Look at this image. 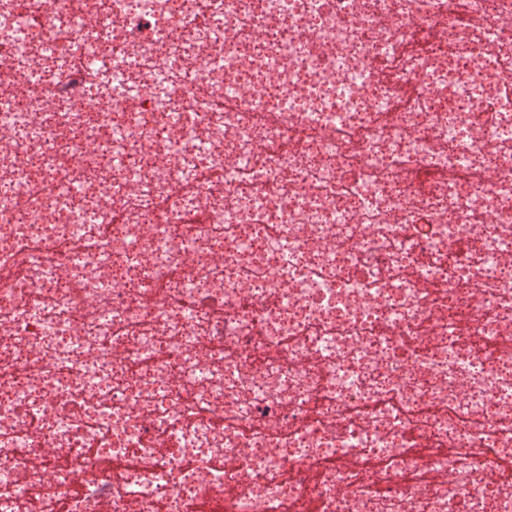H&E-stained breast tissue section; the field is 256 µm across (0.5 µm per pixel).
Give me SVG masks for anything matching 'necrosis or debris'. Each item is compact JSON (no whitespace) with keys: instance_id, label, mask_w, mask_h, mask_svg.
<instances>
[{"instance_id":"necrosis-or-debris-1","label":"necrosis or debris","mask_w":512,"mask_h":512,"mask_svg":"<svg viewBox=\"0 0 512 512\" xmlns=\"http://www.w3.org/2000/svg\"><path fill=\"white\" fill-rule=\"evenodd\" d=\"M0 100V512H512V0H0Z\"/></svg>"}]
</instances>
